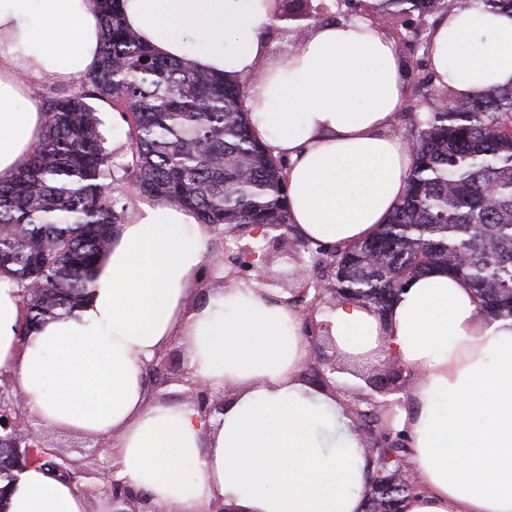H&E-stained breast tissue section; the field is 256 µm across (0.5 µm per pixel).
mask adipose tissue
I'll use <instances>...</instances> for the list:
<instances>
[{"label":"adipose tissue","instance_id":"obj_1","mask_svg":"<svg viewBox=\"0 0 512 512\" xmlns=\"http://www.w3.org/2000/svg\"><path fill=\"white\" fill-rule=\"evenodd\" d=\"M155 54L248 80L253 135L288 162L289 221L302 238H371L403 196L412 158L391 125L406 93L393 39L328 12L272 50L279 0H120ZM430 67L452 96L512 87V14L476 0L437 18ZM91 0H0V181L42 140L44 82L75 89L99 65ZM210 237L190 207L139 205L119 224L89 299L20 336L18 288L0 277V369L40 429L112 435L120 477L157 512H364L368 459L338 396L302 374L309 344L288 291L237 279L196 295ZM346 359L383 357L412 383L392 409L421 491L406 512H512V318L489 319L468 283L434 270L386 315L343 300L322 307ZM179 343L195 377L232 388L223 412L148 398L145 366ZM8 512H87L76 485L29 467Z\"/></svg>","mask_w":512,"mask_h":512}]
</instances>
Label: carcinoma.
I'll return each mask as SVG.
<instances>
[{
	"instance_id": "carcinoma-1",
	"label": "carcinoma",
	"mask_w": 512,
	"mask_h": 512,
	"mask_svg": "<svg viewBox=\"0 0 512 512\" xmlns=\"http://www.w3.org/2000/svg\"><path fill=\"white\" fill-rule=\"evenodd\" d=\"M479 1L512 12V0H336V14L384 20L430 57L438 16ZM101 13L98 68L69 92H49L41 108L47 131L16 176L0 182V275L19 289L22 331L69 316L95 287L98 261L124 219L114 190L132 183L152 200L184 204L210 229L231 237L278 225L288 235L286 163L252 135L247 81L223 80L175 59L160 58L122 21L116 0H93ZM323 0H287L283 23L318 19ZM421 84L440 105H409L412 149L407 188L387 223L361 242L292 243L318 269L336 299L362 302L383 315L404 286L434 268L467 281L480 313L512 317V88L458 102L426 73ZM116 107L131 150L121 163L104 147L94 102ZM358 426L373 433L378 485L366 512H405L418 491L399 479L411 455L404 433L367 410ZM22 468L0 442V512Z\"/></svg>"
}]
</instances>
